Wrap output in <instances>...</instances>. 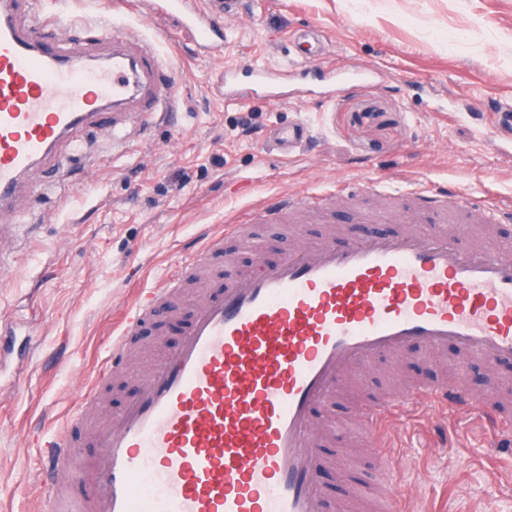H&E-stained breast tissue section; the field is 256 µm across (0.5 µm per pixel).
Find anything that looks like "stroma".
I'll use <instances>...</instances> for the list:
<instances>
[{
  "label": "stroma",
  "mask_w": 512,
  "mask_h": 512,
  "mask_svg": "<svg viewBox=\"0 0 512 512\" xmlns=\"http://www.w3.org/2000/svg\"><path fill=\"white\" fill-rule=\"evenodd\" d=\"M42 8L74 39H89L85 21L110 12L154 39L175 77V115L149 128L128 119L119 142L111 117L83 128L67 181L35 168L0 212V331L16 344L0 354V512H43L32 430L59 433L127 304L177 272L200 228L221 231L285 192L330 206L325 219H309L299 245L354 230L357 212L391 207V186L415 195L444 185L479 204H512V124L501 111L512 105V0H241L216 56L201 53L174 17L128 14L122 0H42ZM309 29L323 37L310 66L371 78L333 92L304 82L293 65L296 38ZM253 64L287 70L288 100L225 103V68ZM250 110L261 129L239 136L234 121ZM299 122L311 130L302 149L274 148V128ZM187 324L166 315L142 329L95 422L125 404L137 358L159 357ZM461 358L451 347L378 359L323 411L344 420L398 383L455 378ZM442 422L422 404L390 437L411 490L405 512H512V457L487 448L477 424L458 448L432 453Z\"/></svg>",
  "instance_id": "stroma-1"
}]
</instances>
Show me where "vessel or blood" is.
Segmentation results:
<instances>
[{
	"label": "vessel or blood",
	"instance_id": "b4317fda",
	"mask_svg": "<svg viewBox=\"0 0 512 512\" xmlns=\"http://www.w3.org/2000/svg\"><path fill=\"white\" fill-rule=\"evenodd\" d=\"M37 0H0V209L11 206L24 175L39 165L62 169L59 146L107 113L137 115L140 124L170 118L168 70L152 39L99 21L86 42L65 39L63 26ZM240 0H148L155 15H174L206 52L228 40L223 19ZM107 47L104 55L93 46ZM278 70L225 69L224 97L282 99ZM309 129L280 128V150L300 146ZM319 202L283 196L264 203L250 223L226 234L201 232L199 252L162 287L141 291L80 410L65 433L37 437L47 512H399L397 470L384 438L411 407L423 403L456 417L479 415L512 433L499 397L508 386L498 365L512 362V245L488 236L466 244L442 224L405 230L409 219L455 213L459 224L512 222V205L492 208L433 189L418 195L412 215L356 214L364 229L293 246L276 260L257 252L253 266L193 304L187 331L144 374L124 408L96 435L97 451L77 452L69 432L94 409L104 384L119 374L142 325L206 270L225 237L252 244V224L297 221ZM455 347L489 369L486 390L463 381H421L372 399L356 417L377 462L374 478L344 467L328 492L319 473L330 425L316 412L356 370L411 347ZM148 479L155 494L145 493Z\"/></svg>",
	"mask_w": 512,
	"mask_h": 512
}]
</instances>
